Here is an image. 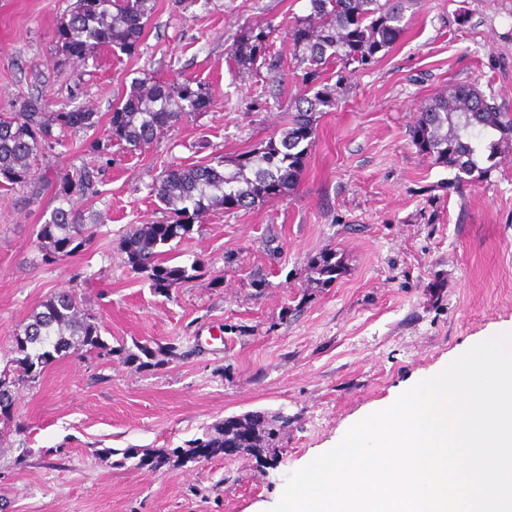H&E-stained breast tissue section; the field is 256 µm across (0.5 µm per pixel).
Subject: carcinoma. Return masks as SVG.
I'll use <instances>...</instances> for the list:
<instances>
[{
	"label": "carcinoma",
	"instance_id": "cac0c4a2",
	"mask_svg": "<svg viewBox=\"0 0 512 512\" xmlns=\"http://www.w3.org/2000/svg\"><path fill=\"white\" fill-rule=\"evenodd\" d=\"M309 2L310 13L295 20L287 34L294 55L306 65L305 83L315 86L330 64L344 69L363 67L377 53L390 48L403 31L405 11L419 0ZM154 8L155 0H74L60 21L57 50L79 61L94 57L103 47L130 52L139 44ZM276 31L272 24L247 28L231 49L230 59L243 69L266 64ZM333 102L331 91L324 86L313 96L304 95L296 101L280 139L271 137L247 152L221 156L213 164L162 172L151 191L165 206L168 218L162 224H143L123 237L120 247L131 269L161 293L202 277L205 263L195 259L189 265H175L165 246L187 236L198 215L210 209L231 212L288 196L303 174L318 114ZM211 107L208 90L192 80H137L128 97L112 107L107 140L94 141L91 149L105 150L115 143L138 150ZM97 124L96 113L89 109L48 112L35 102H24L19 111L0 116V178L11 185H28L39 155L64 145L68 135ZM411 141L433 163L454 172L448 189L460 193L467 185L488 180L501 148L512 144V112L503 110L474 83L454 85L422 109L411 130ZM88 185L85 171L64 169L58 175L59 205L39 232L43 248L55 259L71 254L74 242L87 244L97 236L99 224L84 223L70 206L72 197L84 194ZM309 269L312 281L326 286L341 277L345 266L333 250L313 259ZM41 307L23 335L16 337L17 356L0 370V441L11 431H23L10 413L13 388L37 382L53 359L80 350L98 357L122 352L127 363L144 370L160 365L152 361L158 354L168 361L185 356L175 342L156 350L137 343L135 352L111 347L102 339L98 322L84 312L69 291L55 294ZM289 422L281 412L261 418L246 412L212 424L202 436L176 448H104L102 453L122 455L121 466L132 460L136 468L157 469L170 462L181 466L196 463L200 458L222 455L226 448H238L241 454L266 464L277 456Z\"/></svg>",
	"mask_w": 512,
	"mask_h": 512
}]
</instances>
